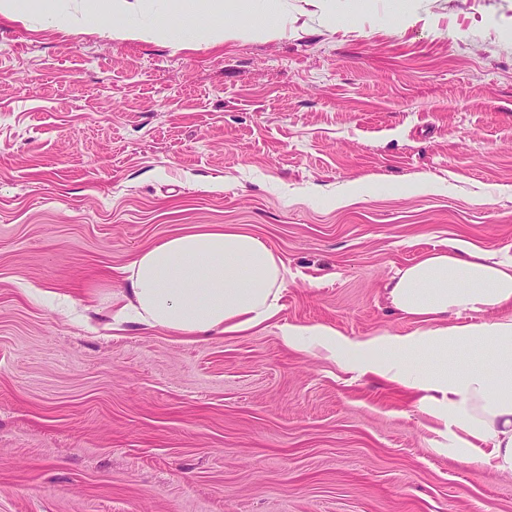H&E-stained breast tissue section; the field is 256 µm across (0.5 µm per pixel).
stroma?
<instances>
[{
	"label": "stroma",
	"mask_w": 512,
	"mask_h": 512,
	"mask_svg": "<svg viewBox=\"0 0 512 512\" xmlns=\"http://www.w3.org/2000/svg\"><path fill=\"white\" fill-rule=\"evenodd\" d=\"M282 2L284 38L187 49L0 17V512H512L412 393L279 332L406 334L398 270L512 256V0ZM196 224L283 260L275 320L113 326Z\"/></svg>",
	"instance_id": "obj_1"
}]
</instances>
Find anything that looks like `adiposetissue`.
Instances as JSON below:
<instances>
[{
    "mask_svg": "<svg viewBox=\"0 0 512 512\" xmlns=\"http://www.w3.org/2000/svg\"><path fill=\"white\" fill-rule=\"evenodd\" d=\"M254 11L260 20L243 24ZM0 16L52 19L67 33L108 23L115 38L177 48L284 32L278 0H172L165 18L137 11L133 0H0ZM124 280L120 298L139 323L197 339L273 320L286 267L247 227L188 229L140 252ZM385 299L416 322L413 332L352 338L322 324H285L280 336L288 348L417 393L418 409L441 425L462 462L512 475V316L500 314L512 307V259L455 240L398 271Z\"/></svg>",
    "mask_w": 512,
    "mask_h": 512,
    "instance_id": "ef3b65f1",
    "label": "adipose tissue"
}]
</instances>
